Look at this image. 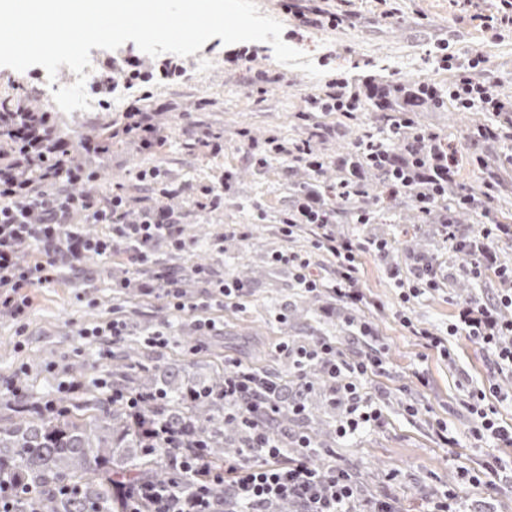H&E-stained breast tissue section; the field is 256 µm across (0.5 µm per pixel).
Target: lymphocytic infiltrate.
Listing matches in <instances>:
<instances>
[{"instance_id":"lymphocytic-infiltrate-1","label":"lymphocytic infiltrate","mask_w":512,"mask_h":512,"mask_svg":"<svg viewBox=\"0 0 512 512\" xmlns=\"http://www.w3.org/2000/svg\"><path fill=\"white\" fill-rule=\"evenodd\" d=\"M288 11L306 28H335L352 19L351 12L336 8L331 0H291ZM485 65V57L477 52L463 59L443 54L439 66L454 72L455 78L447 90L429 84L425 93L434 105L450 100L458 109L476 107L491 115L492 123L477 128V138L511 141L512 105L500 98L492 84L478 79ZM185 75L180 57L174 54L166 56L155 70L142 69L137 59L123 58L96 72L90 88L105 105L119 86L150 85L159 79L176 83ZM362 106L359 94L350 91L347 80H332L324 93L304 99L301 116L310 123L309 139L288 145L269 138L267 154L256 157V165H265L271 155L305 164L314 172L322 170L324 161L313 155L310 138H335L338 129L325 122V114L337 112L350 119ZM0 127L8 132L5 146H0V316L20 319L31 305L30 289L45 287L65 273L77 272L84 260L108 258L119 249L131 269L151 267L150 277L138 283L142 295L165 299L175 313H191L200 335L215 329L214 319L206 315L207 303L190 301L181 280L155 256L161 243L175 252L190 249L173 210L147 207L141 210L138 221H129L124 194L99 195L94 188L96 173L75 161L68 144L50 133L48 113L31 110L25 101L0 111ZM111 128L109 140L132 137L148 151L164 143L155 113L136 102L113 117ZM396 139L403 142L407 160H391L388 145ZM352 150L382 173L388 194L411 195L424 216H431L438 208L448 213L455 206L480 211L483 223L476 230L460 231L448 217L440 226L444 240L465 254L463 270L470 278L482 280L493 248L502 241H512V224L498 222L488 207L492 183H484L481 194L465 192L456 201H449L448 183L463 160V152L439 134L418 128L407 116L389 115L379 133H366L353 143ZM335 216V206L303 190L282 227L288 236L298 228L310 227L314 248L326 251L336 261L334 280L326 282L314 274L309 254L280 252L274 259L293 269L297 285L305 291L324 289L342 302L366 303L357 258L367 252L386 258L393 246L382 239L336 236L332 229ZM89 224L101 225L102 233H87ZM389 274L400 287V298L406 305L441 290L444 284L439 265L429 258H413L405 268L391 265ZM495 274L500 288L494 303L462 306L447 335L418 327L407 316L401 319L403 327L423 348L445 359L451 356L449 337H466L492 350L497 371L512 372V342H502L506 336L512 339V267H498ZM356 328L371 344L353 358L329 341L283 342L276 347L297 373H305L314 364L321 366L329 382L330 400L338 410L336 434L341 438L383 426L386 421L387 396L369 385L372 378L386 373V352L383 345L375 343L376 331L369 322H357ZM274 392L273 384L260 380L250 367L232 361L224 377V403L231 409V419L251 429V447L225 459L220 469L208 465L203 449L182 448L181 471L194 479L191 492H183L176 485L163 488L143 480L128 481L124 484L126 502L149 505L151 512H223L226 498L239 500L247 512H265L268 503L283 499L295 500L300 512H399L393 493L380 499L360 498L349 467H314L315 446L310 436H299L293 450L283 448L263 425L264 419L277 411ZM486 399L485 391L475 388L462 403L473 422L475 439H490L499 446L498 455L486 460L480 470L458 465L462 483L472 486L480 485L484 476L498 474L505 456L512 454V431L499 424Z\"/></svg>"}]
</instances>
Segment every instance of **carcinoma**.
I'll list each match as a JSON object with an SVG mask.
<instances>
[{"label": "carcinoma", "instance_id": "carcinoma-1", "mask_svg": "<svg viewBox=\"0 0 512 512\" xmlns=\"http://www.w3.org/2000/svg\"><path fill=\"white\" fill-rule=\"evenodd\" d=\"M427 103L423 97L382 93L374 107L403 112ZM370 174L374 180L364 184V198L378 200L386 188L380 172ZM113 368L123 375L125 388L142 397L136 418L93 389L61 413L0 423V479L30 490L16 503L17 512H127L115 481L145 479L165 487L180 479L174 466L178 449L150 438L159 424L203 441L214 467L224 465L227 452L247 445L249 429L224 419V375L203 379L182 366L145 364L132 346ZM269 378L277 386L279 411L273 426L281 442L290 447L297 432L310 431L321 448L331 447L336 420H324L310 409L295 414L288 408V380L276 374ZM62 485L78 488L80 495H60Z\"/></svg>", "mask_w": 512, "mask_h": 512}]
</instances>
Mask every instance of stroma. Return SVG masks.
<instances>
[{"label":"stroma","instance_id":"stroma-1","mask_svg":"<svg viewBox=\"0 0 512 512\" xmlns=\"http://www.w3.org/2000/svg\"><path fill=\"white\" fill-rule=\"evenodd\" d=\"M257 3L261 14L282 22L283 41L308 54L323 70L322 78L310 79L278 63L266 43L257 44L248 65H230L225 61L226 45L215 37L184 58V81L151 89L150 107L164 109L159 117L165 135L161 148L143 152L119 143L105 155L89 158L81 151L76 154L77 161H90L96 168L95 188L100 194L122 190L135 212L145 205L180 212L185 236L196 243L194 253H175L161 245L157 254L182 276L190 300L209 298L208 288L193 273L197 265L209 267L218 279H240L248 296L236 305H212L208 315L217 330L201 336L189 317L173 313L164 300L143 296L135 288L113 295L112 280L127 275L122 253H114L107 261H87L85 274L32 289V304L22 320L0 316V392L14 381L25 386L31 400L52 398L58 406H66L75 397L58 391L59 380L89 383L111 374V362H98V351L117 355L130 344L139 348L149 364L201 362L205 376L213 367L225 368L234 360L251 364L259 358L268 371L284 375L290 371L288 360L275 348L285 340H329L348 356L364 351L365 339L356 336L346 322L347 317L355 316L371 321L385 344L389 371L376 385L388 394L387 420L381 428L337 440L334 450L343 464L359 465L381 478L392 476L402 512H423L430 493L459 485L457 462L477 468L490 452L487 443L474 439L472 422L461 406L468 388L497 384L503 397L496 405L498 417L512 425V373H496L492 353L462 336L448 339L454 361L424 350L401 326L399 315L407 313L422 327L446 334L459 305L493 302L498 279L490 271L478 283L463 273L460 258L448 251L433 225L413 220L416 208L402 195L388 208L378 210L374 224L364 227L357 224L356 213L365 204L354 199L337 210L336 233L391 240L396 259L403 263L416 245H425L427 257L442 263L449 274L443 291L402 306L400 290L388 278L384 262L370 254L362 255L359 264L369 304L356 307L325 291H304L296 285L288 266L273 262L274 253L309 252L316 272L326 280L335 277L336 267L328 255L313 249L309 230L286 237L280 232L281 221L304 186H335L338 160L356 139L380 126V114L372 108L364 110L356 119H340L336 138H309L313 153L325 160L317 174L301 164L288 165L281 158L258 168L243 143L249 140L261 145L272 136L284 142L308 138L306 123L299 117L304 98L324 92L335 77L348 79L364 92L395 83L428 82L447 87L454 74L438 66L443 43L452 52H481L488 60L485 79L495 81L498 93L512 100V31L498 38L474 20L475 11L495 9V0H477L473 7L462 0H350L353 24L306 31L283 10L281 0ZM390 9L396 12L391 19L385 16ZM258 71L275 76L260 95L252 93L249 86ZM49 86L47 80L35 83L26 73L0 67V101L21 98L34 110H50ZM142 93L136 86L121 88L114 93L109 110L96 103L88 111L67 114L52 110L53 117L73 137L94 136L114 113L123 111ZM412 118L417 125L459 145L465 144L471 128L489 120L488 114L478 110L459 111L450 101L438 110L425 108L413 113ZM198 124L223 135V154L212 156L191 146L188 133ZM487 152L509 183L508 191L495 192L490 207L498 221L512 224V141L490 144ZM153 167L161 172L159 182L137 180L138 171ZM227 172L232 181L224 194L223 209L212 213L197 209L192 191L204 184H218ZM181 184L188 188L185 195L171 197L162 192L163 186ZM243 230L249 231L248 240H240ZM219 238L224 241L220 252L212 248ZM116 309L128 323L129 334L123 342L116 344L105 337L91 343L79 337V329L110 318ZM161 326L171 332L168 345L149 347L145 334ZM419 371L424 380L416 379ZM408 404L417 408L416 416L406 415ZM437 421L447 423L456 433L458 448H443L433 427ZM463 494L471 512H512V475L501 474L489 485L464 487Z\"/></svg>","mask_w":512,"mask_h":512}]
</instances>
